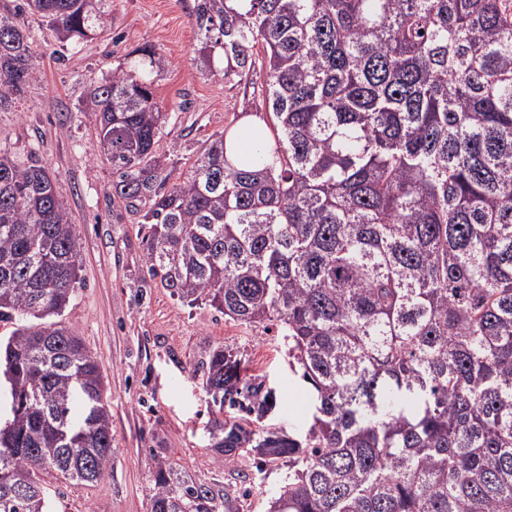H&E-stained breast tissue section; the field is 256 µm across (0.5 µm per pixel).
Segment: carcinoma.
Wrapping results in <instances>:
<instances>
[{"mask_svg": "<svg viewBox=\"0 0 512 512\" xmlns=\"http://www.w3.org/2000/svg\"><path fill=\"white\" fill-rule=\"evenodd\" d=\"M104 2L0 10V108L35 78L17 17L77 43L107 30ZM192 19L225 83L264 76L276 123L254 153L227 126L170 182L151 48L89 101L149 279L275 328L309 385L305 432L260 428L275 389L204 350L202 386L224 394L209 447L288 463L267 512H512V0H196ZM79 266L60 182L1 154L0 512H53L44 473L89 484L111 460L101 367L57 320ZM147 467L150 512H232L175 463Z\"/></svg>", "mask_w": 512, "mask_h": 512, "instance_id": "obj_1", "label": "carcinoma"}]
</instances>
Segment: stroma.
<instances>
[{
    "label": "stroma",
    "mask_w": 512,
    "mask_h": 512,
    "mask_svg": "<svg viewBox=\"0 0 512 512\" xmlns=\"http://www.w3.org/2000/svg\"><path fill=\"white\" fill-rule=\"evenodd\" d=\"M106 33L78 45L59 42L41 17L24 14L35 80L0 110V152L36 156L60 182L78 233L79 280L61 316L98 360L112 423V460L97 482L57 483L55 512H149L153 483L146 458L157 454L194 479L218 482L235 512H266L288 476L284 462L243 459L227 467L208 446L212 409L193 370L205 349L237 354L249 375L276 390L266 425L286 431L305 422L307 386L291 377L288 347L263 327L206 306L180 302L144 283V228L110 194L112 170L95 136L91 84L148 46L165 57L153 92L168 114L157 151L174 172L186 171L212 134L242 110L265 125L274 117L252 86L226 85L222 59L199 60L194 0H108Z\"/></svg>",
    "instance_id": "35a3bbf8"
}]
</instances>
